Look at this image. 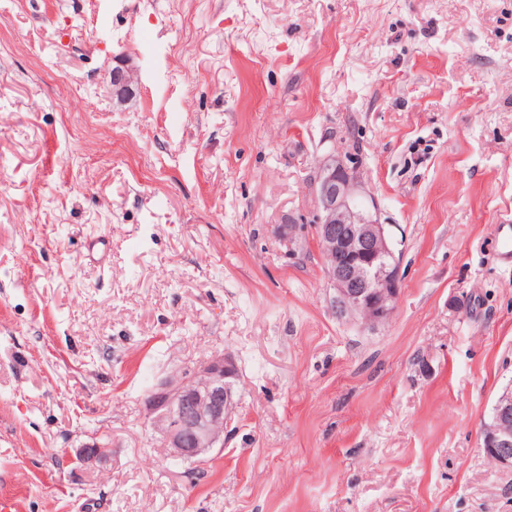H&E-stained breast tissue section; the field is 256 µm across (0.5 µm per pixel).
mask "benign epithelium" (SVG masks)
Masks as SVG:
<instances>
[{
    "label": "benign epithelium",
    "instance_id": "obj_1",
    "mask_svg": "<svg viewBox=\"0 0 512 512\" xmlns=\"http://www.w3.org/2000/svg\"><path fill=\"white\" fill-rule=\"evenodd\" d=\"M133 72L119 62L112 67V94L119 99L133 92ZM311 188L317 200L315 244L334 289L336 317L368 327L383 325L392 317L400 294V267L377 204L361 180L336 154L326 152L315 167ZM235 369L231 359L216 354L193 369L161 385L147 400L148 415L163 447L173 457L197 458L224 443L238 402L234 394ZM498 421L512 417V390L497 399ZM192 437L193 447H186ZM486 453L499 464L512 465V429H483ZM112 448L98 443L76 451L75 462L92 465L107 460Z\"/></svg>",
    "mask_w": 512,
    "mask_h": 512
}]
</instances>
